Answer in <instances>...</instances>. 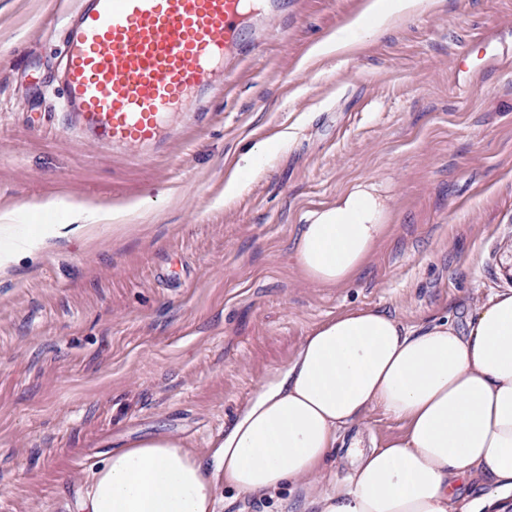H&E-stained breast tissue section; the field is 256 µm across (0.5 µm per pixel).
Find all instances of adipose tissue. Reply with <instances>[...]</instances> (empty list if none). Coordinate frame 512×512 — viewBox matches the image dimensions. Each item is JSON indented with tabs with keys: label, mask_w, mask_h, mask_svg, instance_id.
<instances>
[{
	"label": "adipose tissue",
	"mask_w": 512,
	"mask_h": 512,
	"mask_svg": "<svg viewBox=\"0 0 512 512\" xmlns=\"http://www.w3.org/2000/svg\"><path fill=\"white\" fill-rule=\"evenodd\" d=\"M429 0H371L311 55L380 37ZM388 204L357 181L300 225L292 257L308 282L337 287L388 231ZM65 225L20 243L0 241V274L48 249ZM402 435L356 451L345 478L322 482L344 431L371 411ZM207 467L182 440L156 436L105 453L73 512H217L218 489L262 495L284 484L306 512H507L512 507V291L474 308L466 330L442 318L413 328L381 308H354L305 336L293 360L263 380L215 442ZM476 486L460 491L462 482Z\"/></svg>",
	"instance_id": "ef3b65f1"
}]
</instances>
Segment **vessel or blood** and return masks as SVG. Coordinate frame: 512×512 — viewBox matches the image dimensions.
Returning a JSON list of instances; mask_svg holds the SVG:
<instances>
[{"label":"vessel or blood","mask_w":512,"mask_h":512,"mask_svg":"<svg viewBox=\"0 0 512 512\" xmlns=\"http://www.w3.org/2000/svg\"><path fill=\"white\" fill-rule=\"evenodd\" d=\"M287 0H80L62 28L64 110L79 135L146 157L178 112L220 89L226 65Z\"/></svg>","instance_id":"obj_1"}]
</instances>
